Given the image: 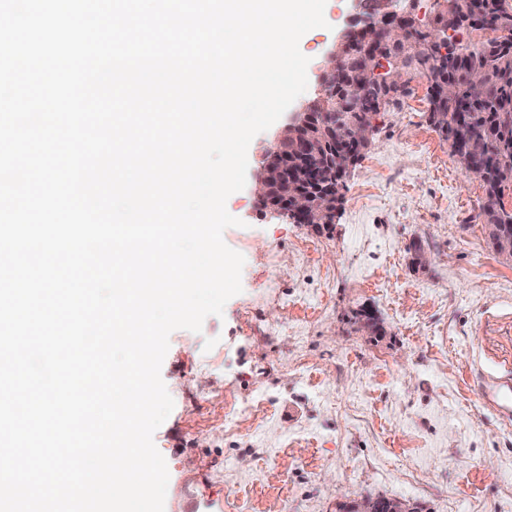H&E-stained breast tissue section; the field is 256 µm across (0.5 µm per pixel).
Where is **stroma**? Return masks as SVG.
<instances>
[{
    "instance_id": "1",
    "label": "stroma",
    "mask_w": 512,
    "mask_h": 512,
    "mask_svg": "<svg viewBox=\"0 0 512 512\" xmlns=\"http://www.w3.org/2000/svg\"><path fill=\"white\" fill-rule=\"evenodd\" d=\"M366 0H327L301 38L317 97L330 49ZM428 82L375 115L332 223L262 210L256 179L274 132L248 148L240 219L243 291L201 333L179 329L161 367L174 408L155 431L164 512H336L364 495L423 512H512V421L473 389L512 380V260L479 216L483 188L428 121ZM426 259L416 262L412 245ZM263 395L250 431L225 406Z\"/></svg>"
}]
</instances>
